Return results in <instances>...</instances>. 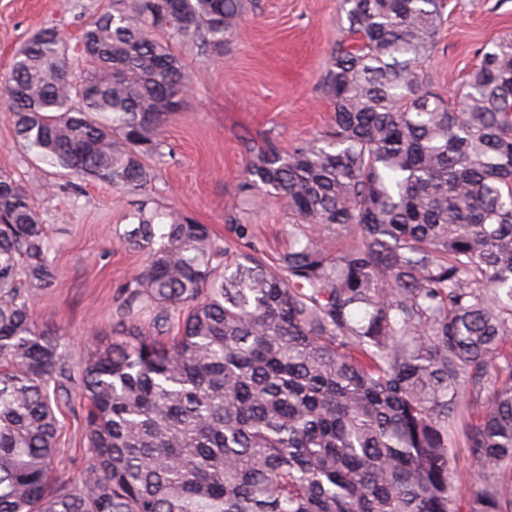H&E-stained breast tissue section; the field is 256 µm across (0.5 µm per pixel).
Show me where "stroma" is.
I'll return each instance as SVG.
<instances>
[{"label":"stroma","instance_id":"1","mask_svg":"<svg viewBox=\"0 0 512 512\" xmlns=\"http://www.w3.org/2000/svg\"><path fill=\"white\" fill-rule=\"evenodd\" d=\"M340 0H247L223 55H203L178 43L191 87L163 126L169 150L155 164L150 192L209 225L231 250L275 258L287 249L291 219L276 201L246 216L245 234L226 222L244 180L246 145L274 140L290 150L327 129L332 108L320 79L337 38ZM110 0H0V81L15 48L32 31L54 23L69 39L104 11ZM512 34V0H447L443 22L426 66L435 92L451 97L498 37ZM35 162L16 143L0 111V173L26 182ZM46 191L32 203L47 224L56 282L33 305L37 324L58 330L72 363L95 337L114 335L115 310L125 283L144 255L128 250L118 234L131 223L136 195L46 168ZM84 411L63 408L55 472L72 474L84 460Z\"/></svg>","mask_w":512,"mask_h":512}]
</instances>
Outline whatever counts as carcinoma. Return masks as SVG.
Segmentation results:
<instances>
[{
  "mask_svg": "<svg viewBox=\"0 0 512 512\" xmlns=\"http://www.w3.org/2000/svg\"><path fill=\"white\" fill-rule=\"evenodd\" d=\"M341 9L328 129L249 149L228 210L241 230L271 198L288 211L271 263L148 191L187 93L173 43L222 55L243 0H112L80 49L48 23L14 51L17 142L140 196L119 239L146 259L121 338L73 366L32 314L55 283L41 176L0 175V512H512V34L447 101L423 69L442 0ZM75 392L87 464L56 478Z\"/></svg>",
  "mask_w": 512,
  "mask_h": 512,
  "instance_id": "cac0c4a2",
  "label": "carcinoma"
}]
</instances>
